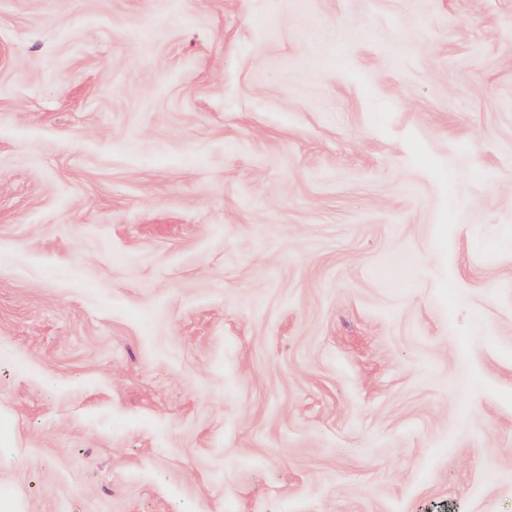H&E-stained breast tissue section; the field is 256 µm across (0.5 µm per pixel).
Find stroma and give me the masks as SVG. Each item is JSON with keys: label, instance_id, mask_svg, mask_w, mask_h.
<instances>
[{"label": "stroma", "instance_id": "35a3bbf8", "mask_svg": "<svg viewBox=\"0 0 512 512\" xmlns=\"http://www.w3.org/2000/svg\"><path fill=\"white\" fill-rule=\"evenodd\" d=\"M18 512H512V0H0Z\"/></svg>", "mask_w": 512, "mask_h": 512}]
</instances>
